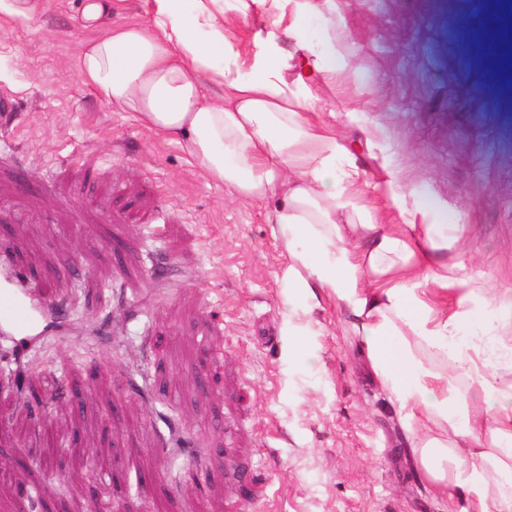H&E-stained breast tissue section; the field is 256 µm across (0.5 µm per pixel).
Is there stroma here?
Returning a JSON list of instances; mask_svg holds the SVG:
<instances>
[{
  "label": "stroma",
  "instance_id": "obj_1",
  "mask_svg": "<svg viewBox=\"0 0 512 512\" xmlns=\"http://www.w3.org/2000/svg\"><path fill=\"white\" fill-rule=\"evenodd\" d=\"M40 2L0 20V93L18 100L0 129V243L60 328L20 361L0 339V512L20 477L52 512H459L421 477L347 310L289 287L268 203L225 200L85 86L78 56L99 30L84 0ZM339 3L368 82L310 89L364 195L385 203L354 114L386 126L407 184L468 208L466 272L512 299V111L485 65L500 19L483 0ZM77 346L95 368L67 369ZM57 378L69 395L53 400ZM95 464L115 481L89 484Z\"/></svg>",
  "mask_w": 512,
  "mask_h": 512
}]
</instances>
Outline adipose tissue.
<instances>
[{"instance_id":"ef3b65f1","label":"adipose tissue","mask_w":512,"mask_h":512,"mask_svg":"<svg viewBox=\"0 0 512 512\" xmlns=\"http://www.w3.org/2000/svg\"><path fill=\"white\" fill-rule=\"evenodd\" d=\"M119 2H84L102 33L80 54L83 83L180 143L231 199L271 202L289 287L347 306L424 479L455 491L460 512H512V309L463 273V210L403 185L390 158L384 210L361 192L308 86L363 76L336 0H152L146 22L113 26Z\"/></svg>"}]
</instances>
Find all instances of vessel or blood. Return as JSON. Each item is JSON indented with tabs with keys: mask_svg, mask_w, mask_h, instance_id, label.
Returning a JSON list of instances; mask_svg holds the SVG:
<instances>
[{
	"mask_svg": "<svg viewBox=\"0 0 512 512\" xmlns=\"http://www.w3.org/2000/svg\"><path fill=\"white\" fill-rule=\"evenodd\" d=\"M50 313L39 287L16 273L6 253H0V334L11 337L17 353H24L45 332Z\"/></svg>",
	"mask_w": 512,
	"mask_h": 512,
	"instance_id": "obj_1",
	"label": "vessel or blood"
}]
</instances>
